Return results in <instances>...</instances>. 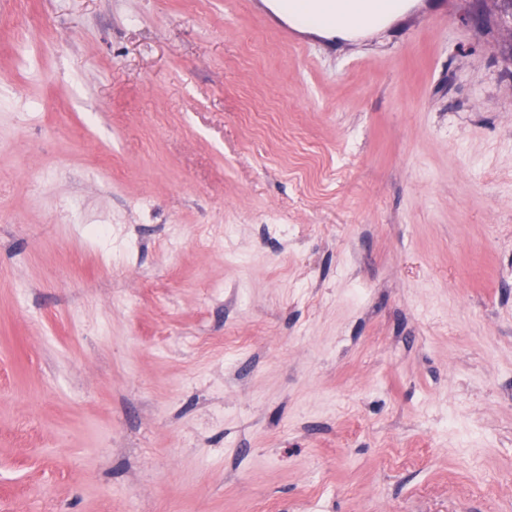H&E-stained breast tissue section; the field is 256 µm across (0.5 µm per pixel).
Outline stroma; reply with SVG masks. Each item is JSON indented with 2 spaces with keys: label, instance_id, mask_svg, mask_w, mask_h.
<instances>
[{
  "label": "stroma",
  "instance_id": "stroma-1",
  "mask_svg": "<svg viewBox=\"0 0 512 512\" xmlns=\"http://www.w3.org/2000/svg\"><path fill=\"white\" fill-rule=\"evenodd\" d=\"M272 3L0 0V512H512V15ZM362 1L386 0H317L315 7L310 11V17L330 14L336 10V22L343 27H350L360 23V12L369 17L379 14V3H364Z\"/></svg>",
  "mask_w": 512,
  "mask_h": 512
}]
</instances>
